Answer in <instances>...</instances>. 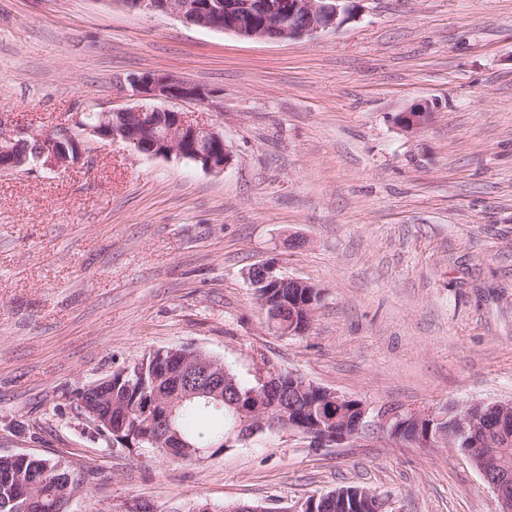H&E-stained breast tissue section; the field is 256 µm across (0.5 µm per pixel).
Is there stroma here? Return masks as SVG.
Segmentation results:
<instances>
[{"label": "stroma", "mask_w": 512, "mask_h": 512, "mask_svg": "<svg viewBox=\"0 0 512 512\" xmlns=\"http://www.w3.org/2000/svg\"><path fill=\"white\" fill-rule=\"evenodd\" d=\"M337 28L261 41L115 0H0V135L137 105L130 76L201 85L221 173L97 140L65 173H0V455L87 473L71 512H289L339 486L386 512H498L457 449L370 430L304 448L265 432L200 461L109 449L80 391L191 345L245 382L297 372L371 409L512 400V0H348ZM434 109L419 130L396 124ZM317 285L300 336L269 330L246 278ZM430 112L428 103H416L397 116V124L407 132L418 130L426 123Z\"/></svg>", "instance_id": "stroma-1"}]
</instances>
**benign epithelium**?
I'll use <instances>...</instances> for the list:
<instances>
[{
	"label": "benign epithelium",
	"instance_id": "obj_1",
	"mask_svg": "<svg viewBox=\"0 0 512 512\" xmlns=\"http://www.w3.org/2000/svg\"><path fill=\"white\" fill-rule=\"evenodd\" d=\"M341 0H137L135 8L148 12L175 15L185 23L202 28L231 32L249 40H286L312 36L337 25ZM129 84L141 103L126 108L100 111L94 120L88 113L76 112L70 122L55 130L29 136H0V170L13 171L36 166L52 171H66L80 164L89 152L93 139L122 141L139 151L156 157L177 155L193 159L209 172L222 173L232 163V155L224 144L222 133L213 125L194 123L181 112L153 105L155 101L188 100L200 104L211 101V91L179 80L169 74L145 71L129 78ZM430 114L428 103H416L397 116L400 129L412 132L420 129ZM247 279L255 288V295L268 321L279 311V303L270 299L272 289L288 286V298L293 293L310 295L312 283L280 273L274 263L257 264L247 272ZM270 286L262 291L260 287ZM311 300L303 304L304 317H292L288 328L277 329L280 336H300L306 332L315 310ZM173 387V395L180 399L192 398L210 392H224V402L233 405L237 397L224 388V366L215 357L186 358L165 368ZM257 391L271 395L270 403L259 408L239 426L241 436L248 438L267 429H276V421L285 424L289 436L308 443L310 448H326L358 439L366 434L368 425L358 422L348 429L325 428L319 424L312 430L289 415L293 408L288 400L291 391H307V379L293 380L290 389L280 386L274 376L259 371L255 375ZM405 417L431 426L442 419L440 409L427 407L417 411L381 409L372 417L373 427L380 432ZM453 432L439 429L427 435L423 444L428 447H457L459 437L467 432V421H458ZM482 455L485 466L481 474L497 495L499 512H512V496L506 493L504 483L493 478L500 465L487 448H472L468 459Z\"/></svg>",
	"mask_w": 512,
	"mask_h": 512
}]
</instances>
